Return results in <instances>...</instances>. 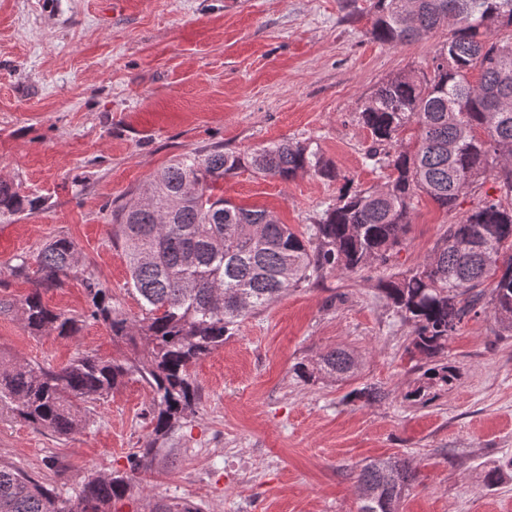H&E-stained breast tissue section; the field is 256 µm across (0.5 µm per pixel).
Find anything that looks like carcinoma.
<instances>
[{"mask_svg": "<svg viewBox=\"0 0 512 512\" xmlns=\"http://www.w3.org/2000/svg\"><path fill=\"white\" fill-rule=\"evenodd\" d=\"M450 36L435 50L427 72L401 71L365 97L358 123L371 137L366 159L390 170L382 187L354 189L312 144L282 141L257 152L214 150L183 155L156 171L145 195L115 215L112 235L130 271L142 318L112 306V295L85 279L88 317L108 326L112 339L132 348L104 360L77 354L56 370L0 356V411L35 429L69 435L89 423L79 403H94L136 376L150 389L153 439L130 458L129 471L90 475L68 497L27 472L0 463V512H110L133 488L135 474L151 467L156 444L195 411L198 389L190 367L224 346L247 316L291 288L328 273H357L390 261L406 240L415 198L424 194L443 209L460 190L488 177L500 195L484 199L448 225L440 245L415 268L381 281L396 313L412 326L411 352L425 363L403 398L423 406L457 380L448 363V338L470 315L490 308L512 333V0H373L371 35L383 45L419 41L438 27ZM415 126V140L402 131ZM249 168L288 181L311 173L343 185L330 204L299 233L270 210L242 207L216 194L220 182ZM38 199L0 181V220L30 212ZM79 264L70 239L41 250L31 293L19 304L0 299V312L17 309L31 333L73 337L76 316L55 311L43 295L59 288ZM357 366L353 351L331 349L314 370L335 379ZM417 474L409 462L378 459L356 475L364 488L358 512H397Z\"/></svg>", "mask_w": 512, "mask_h": 512, "instance_id": "carcinoma-1", "label": "carcinoma"}]
</instances>
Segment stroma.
Here are the masks:
<instances>
[{"label":"stroma","instance_id":"1","mask_svg":"<svg viewBox=\"0 0 512 512\" xmlns=\"http://www.w3.org/2000/svg\"><path fill=\"white\" fill-rule=\"evenodd\" d=\"M371 2L0 0V179L40 199L34 213L0 223V265L22 257L36 267L48 241L69 238L80 265L44 299L84 319L74 337L36 336L2 313L0 352L54 369L82 352L125 354L88 318L83 280L95 278L114 307L141 318L112 213L175 157L306 141L354 187L384 184L387 169L364 161L365 96L389 75L426 68L448 30L380 44ZM339 188L308 173L284 182L241 170L225 178L224 197L268 207L302 232ZM496 193L485 181L448 211L421 197L387 265L325 275L246 318L191 367L195 414L159 442L111 512H150L160 498L203 512H357L354 467L388 457L417 472L399 512H512V335L491 313L465 319L448 340L454 387L410 404L403 394L421 360L408 350L410 325L378 288L421 265L450 224ZM336 346L357 354L354 376L296 374ZM368 385L382 398L349 400ZM149 399L147 385L130 379L66 436L0 416V461L69 496L85 476L128 471L129 455L152 438ZM492 468L502 480L489 489Z\"/></svg>","mask_w":512,"mask_h":512}]
</instances>
